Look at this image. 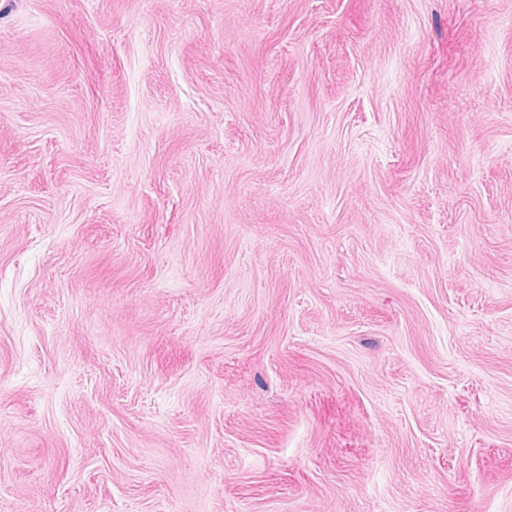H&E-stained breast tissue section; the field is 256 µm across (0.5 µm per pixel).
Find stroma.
I'll return each instance as SVG.
<instances>
[{
	"label": "stroma",
	"mask_w": 512,
	"mask_h": 512,
	"mask_svg": "<svg viewBox=\"0 0 512 512\" xmlns=\"http://www.w3.org/2000/svg\"><path fill=\"white\" fill-rule=\"evenodd\" d=\"M0 512H512V0H0Z\"/></svg>",
	"instance_id": "35a3bbf8"
}]
</instances>
